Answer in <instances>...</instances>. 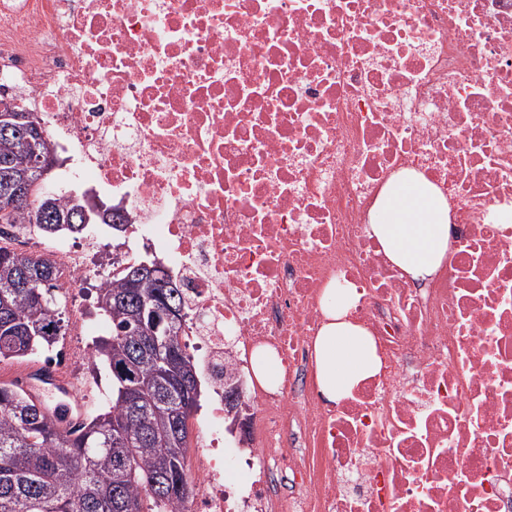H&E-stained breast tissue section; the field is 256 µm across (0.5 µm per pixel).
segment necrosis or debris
<instances>
[{"label":"necrosis or debris","instance_id":"obj_1","mask_svg":"<svg viewBox=\"0 0 512 512\" xmlns=\"http://www.w3.org/2000/svg\"><path fill=\"white\" fill-rule=\"evenodd\" d=\"M0 84L49 132L56 193L130 224L0 241L65 286L140 247L183 284L212 397L181 512H512V0H0ZM403 171L452 211L424 282L370 230ZM337 286L381 367L330 402L314 345Z\"/></svg>","mask_w":512,"mask_h":512}]
</instances>
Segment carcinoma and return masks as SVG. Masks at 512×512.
I'll list each match as a JSON object with an SVG mask.
<instances>
[{"instance_id":"carcinoma-1","label":"carcinoma","mask_w":512,"mask_h":512,"mask_svg":"<svg viewBox=\"0 0 512 512\" xmlns=\"http://www.w3.org/2000/svg\"><path fill=\"white\" fill-rule=\"evenodd\" d=\"M0 114V187L26 185L25 203L0 225L34 224L49 237L77 236L80 217L60 224L80 200L48 196L33 146ZM104 209L90 223L115 235L128 225ZM57 274L45 260L0 246V359H25L61 335L64 318ZM97 305L111 332L95 340L94 357L112 374V401L78 428L28 391L0 384V512H179L192 483L186 467L188 418L199 407V371L183 349L180 322L152 333L149 309H184L175 279L155 259L134 263L98 289Z\"/></svg>"}]
</instances>
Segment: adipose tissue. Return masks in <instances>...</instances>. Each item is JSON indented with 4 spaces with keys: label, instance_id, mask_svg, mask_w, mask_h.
<instances>
[{
    "label": "adipose tissue",
    "instance_id": "adipose-tissue-1",
    "mask_svg": "<svg viewBox=\"0 0 512 512\" xmlns=\"http://www.w3.org/2000/svg\"><path fill=\"white\" fill-rule=\"evenodd\" d=\"M447 199L423 176L401 174L389 184L370 217L371 230L392 263L415 280L431 278L448 251ZM327 321L315 342V376L323 397L335 402L380 369L373 339L348 320L353 294L329 289Z\"/></svg>",
    "mask_w": 512,
    "mask_h": 512
}]
</instances>
